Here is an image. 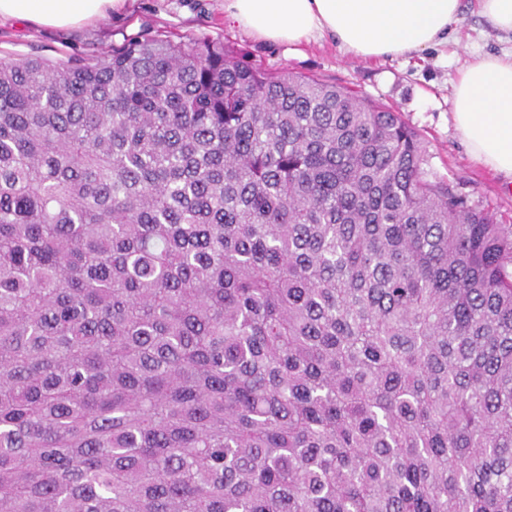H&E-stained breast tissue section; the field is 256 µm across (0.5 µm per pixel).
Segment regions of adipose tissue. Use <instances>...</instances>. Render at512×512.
Instances as JSON below:
<instances>
[{
  "mask_svg": "<svg viewBox=\"0 0 512 512\" xmlns=\"http://www.w3.org/2000/svg\"><path fill=\"white\" fill-rule=\"evenodd\" d=\"M125 0H0V19L74 27ZM461 0H224V19L251 37L296 50L316 36L363 60L397 57L447 41ZM453 119L470 155L512 178V51L470 60L455 86Z\"/></svg>",
  "mask_w": 512,
  "mask_h": 512,
  "instance_id": "ef3b65f1",
  "label": "adipose tissue"
}]
</instances>
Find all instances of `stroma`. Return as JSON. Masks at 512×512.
I'll return each instance as SVG.
<instances>
[{
	"label": "stroma",
	"instance_id": "stroma-1",
	"mask_svg": "<svg viewBox=\"0 0 512 512\" xmlns=\"http://www.w3.org/2000/svg\"><path fill=\"white\" fill-rule=\"evenodd\" d=\"M147 37L221 43L262 70L313 76L401 112L422 135L432 172L512 224V179L471 158L453 121L454 88L462 67L477 55L512 50V37L500 34L481 17L476 0H462L460 21L447 43L376 61L345 55L327 39L303 44L295 53L255 40L225 24L224 0H128L122 13L73 29L1 20L0 59L99 58Z\"/></svg>",
	"mask_w": 512,
	"mask_h": 512
}]
</instances>
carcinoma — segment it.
<instances>
[{
    "mask_svg": "<svg viewBox=\"0 0 512 512\" xmlns=\"http://www.w3.org/2000/svg\"><path fill=\"white\" fill-rule=\"evenodd\" d=\"M346 87L209 41L0 62V512H512V224Z\"/></svg>",
    "mask_w": 512,
    "mask_h": 512,
    "instance_id": "cac0c4a2",
    "label": "carcinoma"
}]
</instances>
